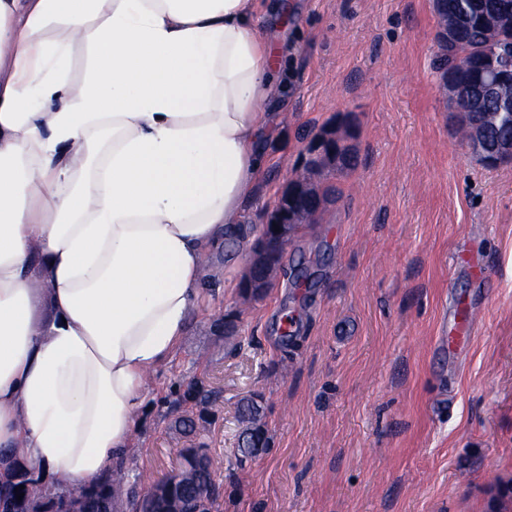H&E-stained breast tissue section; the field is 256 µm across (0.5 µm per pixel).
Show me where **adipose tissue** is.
<instances>
[{"mask_svg":"<svg viewBox=\"0 0 512 512\" xmlns=\"http://www.w3.org/2000/svg\"><path fill=\"white\" fill-rule=\"evenodd\" d=\"M277 91L259 0H0V467L126 461ZM89 60L88 52L83 44L73 45L70 51V64L68 68V77L71 81L79 82L84 79L88 73Z\"/></svg>","mask_w":512,"mask_h":512,"instance_id":"ef3b65f1","label":"adipose tissue"}]
</instances>
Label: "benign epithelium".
<instances>
[{
    "mask_svg": "<svg viewBox=\"0 0 512 512\" xmlns=\"http://www.w3.org/2000/svg\"><path fill=\"white\" fill-rule=\"evenodd\" d=\"M503 80V67L494 55L486 58L482 68V79L478 87L465 86L450 78L445 83L449 100L455 111L465 113L475 102L491 100L496 102L497 111L512 112V98H504L498 94ZM469 147L486 165H495L512 159V137H502L493 142L486 137L482 128H472ZM344 148L342 140L332 134L319 137L310 149V161L319 163L323 160L336 159ZM304 191V186L295 183L281 197L263 225L260 238L252 252L248 263V273L243 282L244 292L258 295L268 287L271 272L278 263L281 248L290 238L295 215L291 209L293 197ZM184 464H179L167 478L158 482L149 493L151 499L165 498L169 500L168 512H183L180 504L171 498L173 486L183 480ZM48 512H78V506L63 490L59 489L43 498Z\"/></svg>",
    "mask_w": 512,
    "mask_h": 512,
    "instance_id": "7a95c632",
    "label": "benign epithelium"
}]
</instances>
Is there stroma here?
<instances>
[{"label":"stroma","mask_w":512,"mask_h":512,"mask_svg":"<svg viewBox=\"0 0 512 512\" xmlns=\"http://www.w3.org/2000/svg\"><path fill=\"white\" fill-rule=\"evenodd\" d=\"M281 92L238 247H213L204 293L150 380L126 469L144 494L203 442L212 512H512V162L458 134L432 0H265ZM326 133L349 166L308 167ZM322 201L270 286L244 298L250 248L294 182ZM482 259L487 278L470 260ZM484 312L469 345L442 329ZM258 397L268 447L233 452Z\"/></svg>","instance_id":"1"}]
</instances>
